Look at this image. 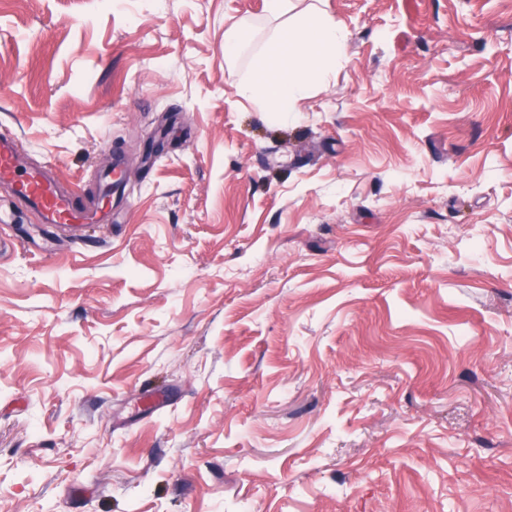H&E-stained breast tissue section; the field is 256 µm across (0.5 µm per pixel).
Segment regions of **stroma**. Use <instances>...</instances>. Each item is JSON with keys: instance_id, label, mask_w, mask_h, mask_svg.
I'll use <instances>...</instances> for the list:
<instances>
[{"instance_id": "1", "label": "stroma", "mask_w": 512, "mask_h": 512, "mask_svg": "<svg viewBox=\"0 0 512 512\" xmlns=\"http://www.w3.org/2000/svg\"><path fill=\"white\" fill-rule=\"evenodd\" d=\"M311 8L283 122L264 0H0V131L130 174L78 242L0 189V512H512V0ZM346 40L345 30L326 12L311 9L297 13L288 43L269 45L256 57L254 67L265 72L262 82L246 79L240 83L239 93L262 101L264 112L288 119L311 83H327Z\"/></svg>"}]
</instances>
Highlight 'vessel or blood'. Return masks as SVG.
Here are the masks:
<instances>
[{"instance_id":"1","label":"vessel or blood","mask_w":512,"mask_h":512,"mask_svg":"<svg viewBox=\"0 0 512 512\" xmlns=\"http://www.w3.org/2000/svg\"><path fill=\"white\" fill-rule=\"evenodd\" d=\"M0 182L11 186L14 195L38 216L40 223L75 229L89 217L76 192L60 190L51 169L23 165L17 142L9 134L0 135Z\"/></svg>"}]
</instances>
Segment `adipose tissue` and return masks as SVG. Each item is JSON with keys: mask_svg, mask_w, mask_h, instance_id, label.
Masks as SVG:
<instances>
[{"mask_svg": "<svg viewBox=\"0 0 512 512\" xmlns=\"http://www.w3.org/2000/svg\"><path fill=\"white\" fill-rule=\"evenodd\" d=\"M266 12L273 17L293 15L287 44H272L255 59L262 70V82L244 80L242 95L262 101L265 111L288 118L297 109L310 84H326L331 68L345 49L346 32L335 18L319 9L295 12L292 0H266Z\"/></svg>", "mask_w": 512, "mask_h": 512, "instance_id": "obj_1", "label": "adipose tissue"}]
</instances>
